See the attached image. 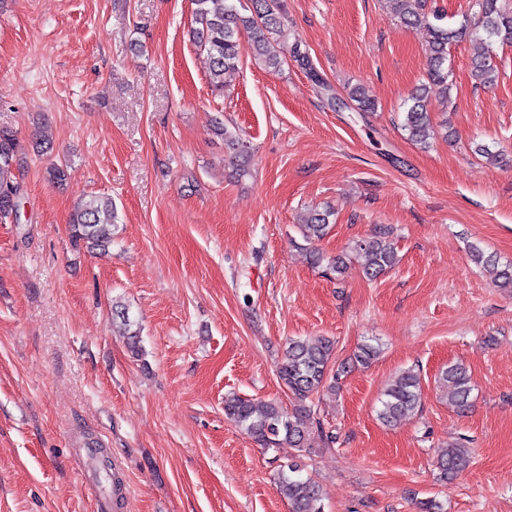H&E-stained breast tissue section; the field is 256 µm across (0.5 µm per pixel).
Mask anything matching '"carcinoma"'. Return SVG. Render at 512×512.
Returning <instances> with one entry per match:
<instances>
[{
  "label": "carcinoma",
  "mask_w": 512,
  "mask_h": 512,
  "mask_svg": "<svg viewBox=\"0 0 512 512\" xmlns=\"http://www.w3.org/2000/svg\"><path fill=\"white\" fill-rule=\"evenodd\" d=\"M394 14L407 25L427 26L432 41L427 65V83L412 91L403 102L401 128L412 142L426 147L436 135L428 86L448 91V46L470 39L483 45L484 52L471 60V76L483 86L494 84L497 69L492 64L494 45H512V0H477L479 10L459 23L450 24L448 16L436 9L425 11L426 0H390ZM192 40L209 60V84L218 94L224 93V75L238 68L248 55L268 68L277 69L291 58L311 75V81L322 94L335 100L331 87L312 66L302 42H288V20L281 0H192ZM346 107L355 112H372L375 105L355 86L347 92ZM212 132L224 138V144L246 157L242 139L215 121ZM23 148L10 129H0V221L17 220L18 211L10 207L9 194L19 193V173ZM333 212L313 210L298 225L303 240L312 245L325 238L331 228ZM117 211L112 198L91 195L77 201L69 219L70 238L76 245L87 243L107 251L112 245V229L117 227ZM353 250L364 258L363 272L375 278L391 269L398 261L397 249L386 229L355 243ZM471 260L480 265L492 283L504 290L512 289V263H500L492 254L479 248L470 251ZM315 264H326V270L338 277L347 268V255L326 257L316 251ZM133 355H140L138 323L130 320L128 308L114 306ZM380 355L379 345L364 343L347 359L335 358V341L327 337L292 338L283 352L277 376L290 395L292 405L285 408L274 400L255 403L231 395L224 399V415L249 435L262 448H307L310 445L314 404L312 397L323 389L336 390L339 380L357 367H367ZM448 389V403L459 410L470 406L472 381L468 370L452 363L441 373ZM422 401V379L418 371H400L380 399L379 419L389 425L401 417L419 411ZM469 464L465 445L443 454L437 460L440 479L448 481ZM302 464L296 457L280 466L277 488L288 498L292 512H324L323 494L318 485L303 476Z\"/></svg>",
  "instance_id": "carcinoma-1"
}]
</instances>
